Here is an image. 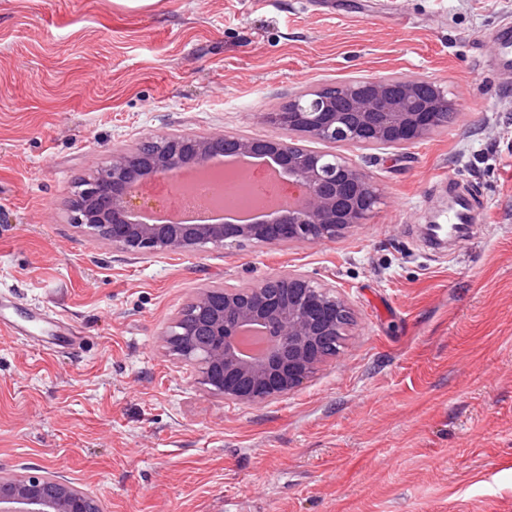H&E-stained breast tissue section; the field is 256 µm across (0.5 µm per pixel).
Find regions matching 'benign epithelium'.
Listing matches in <instances>:
<instances>
[{
	"mask_svg": "<svg viewBox=\"0 0 512 512\" xmlns=\"http://www.w3.org/2000/svg\"><path fill=\"white\" fill-rule=\"evenodd\" d=\"M348 108L320 90L290 100L288 112H268L263 120L286 136L256 139L237 134L233 151L269 155L286 174V183L302 196L298 207L250 224H136L126 199L134 186L152 176H171L190 163L204 165L224 152V136L168 132L150 140L154 150L139 148L115 154L106 167L83 182L72 220L96 240H105L132 254H190L232 240L256 243H315L333 240L363 224L378 203V194L364 171L348 158L331 163L326 155L295 142L292 135L372 149H402L428 136L441 117L455 109L448 90L432 81L399 77H357L336 86ZM286 297L270 296L271 277L240 288L206 286L167 327L164 342L180 363L190 367L205 391L241 405L280 398L299 386L316 368L317 337L336 327L320 314L346 309L334 286L302 272L285 275ZM249 324L269 325L288 349L270 347L266 358L248 364L233 345ZM206 336L200 344L196 337ZM54 481L58 492L44 494ZM0 512H87L84 490L51 474L0 473Z\"/></svg>",
	"mask_w": 512,
	"mask_h": 512,
	"instance_id": "7a95c632",
	"label": "benign epithelium"
}]
</instances>
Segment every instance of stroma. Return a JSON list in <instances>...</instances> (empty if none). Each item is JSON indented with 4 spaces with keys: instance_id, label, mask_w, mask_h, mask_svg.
Segmentation results:
<instances>
[{
    "instance_id": "stroma-1",
    "label": "stroma",
    "mask_w": 512,
    "mask_h": 512,
    "mask_svg": "<svg viewBox=\"0 0 512 512\" xmlns=\"http://www.w3.org/2000/svg\"><path fill=\"white\" fill-rule=\"evenodd\" d=\"M0 0V472L65 476L106 512H512V0ZM455 98L353 159L379 202L333 241L130 255L70 221L79 179L172 131L275 135L261 113L353 77ZM482 209L432 250L449 186ZM306 272L351 322L287 396L241 406L164 344L197 289ZM81 331L53 346L54 317Z\"/></svg>"
}]
</instances>
